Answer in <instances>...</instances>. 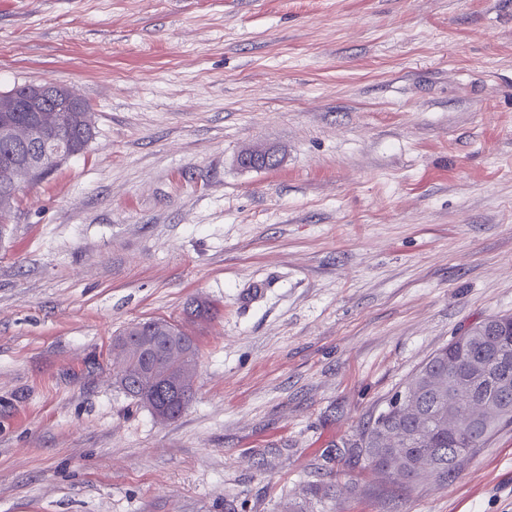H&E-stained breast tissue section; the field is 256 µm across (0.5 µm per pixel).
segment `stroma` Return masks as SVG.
<instances>
[{"mask_svg": "<svg viewBox=\"0 0 512 512\" xmlns=\"http://www.w3.org/2000/svg\"><path fill=\"white\" fill-rule=\"evenodd\" d=\"M45 82L95 135L0 242V512H512V425L444 481L349 449L512 315V0H0V91ZM197 296L162 423L112 341ZM277 155L269 148H255L243 152L239 158V164L245 168H272L277 166Z\"/></svg>", "mask_w": 512, "mask_h": 512, "instance_id": "stroma-1", "label": "stroma"}]
</instances>
